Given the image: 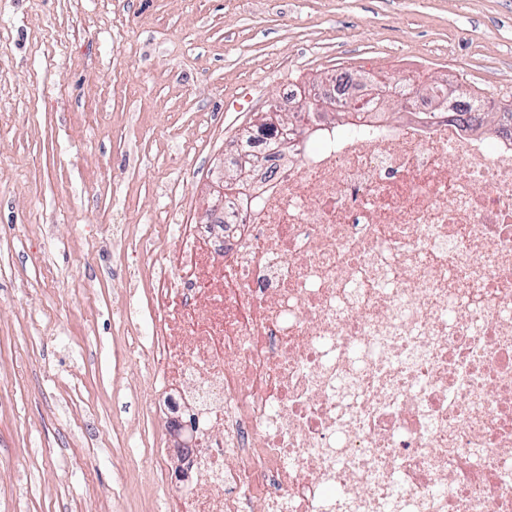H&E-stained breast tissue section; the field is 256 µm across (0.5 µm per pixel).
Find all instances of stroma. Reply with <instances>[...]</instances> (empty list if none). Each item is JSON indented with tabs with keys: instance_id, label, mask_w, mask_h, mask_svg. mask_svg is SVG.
Instances as JSON below:
<instances>
[{
	"instance_id": "obj_1",
	"label": "stroma",
	"mask_w": 512,
	"mask_h": 512,
	"mask_svg": "<svg viewBox=\"0 0 512 512\" xmlns=\"http://www.w3.org/2000/svg\"><path fill=\"white\" fill-rule=\"evenodd\" d=\"M341 70L510 104L512 0H0V512H154L136 238L206 222L254 114Z\"/></svg>"
}]
</instances>
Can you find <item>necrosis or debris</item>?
I'll list each match as a JSON object with an SVG mask.
<instances>
[{
	"mask_svg": "<svg viewBox=\"0 0 512 512\" xmlns=\"http://www.w3.org/2000/svg\"><path fill=\"white\" fill-rule=\"evenodd\" d=\"M423 74L383 96L343 71L318 105L280 97L225 157L263 158L207 224H165L148 392L193 430L188 483L160 512H512V120ZM368 113L327 133L322 104Z\"/></svg>",
	"mask_w": 512,
	"mask_h": 512,
	"instance_id": "1",
	"label": "necrosis or debris"
}]
</instances>
